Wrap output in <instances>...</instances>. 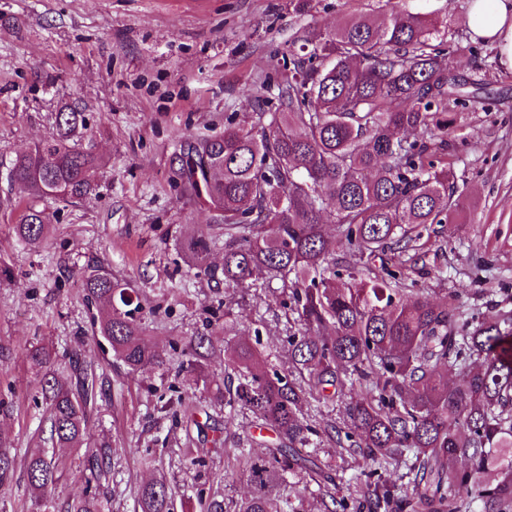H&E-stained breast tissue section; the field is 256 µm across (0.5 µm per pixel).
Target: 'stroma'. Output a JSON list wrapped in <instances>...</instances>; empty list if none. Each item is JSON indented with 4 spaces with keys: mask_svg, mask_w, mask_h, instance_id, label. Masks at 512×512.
I'll return each mask as SVG.
<instances>
[{
    "mask_svg": "<svg viewBox=\"0 0 512 512\" xmlns=\"http://www.w3.org/2000/svg\"><path fill=\"white\" fill-rule=\"evenodd\" d=\"M469 4L399 0L435 19L448 45L463 46L447 64L485 104L448 105V164L463 202L456 223L427 229L417 249L390 246L372 264L400 272L429 301L452 303L462 336L490 306L512 310V70L493 45L473 38ZM390 9L389 0H0V266L10 271L0 277V446L19 455L50 448L59 465L40 499L17 473L0 490V512H64L87 491L102 512H141L137 491L155 480L175 489L174 512L244 498L239 449L262 456L278 440L247 415L226 420L216 401L214 384L231 368L224 350L235 343L224 326L260 330L259 352L283 368L289 316L279 281L260 275L228 288L223 276L188 269L179 246L209 214L180 195L170 160L182 137L222 133L225 113L255 125L277 93L270 78L287 72L289 47L310 32ZM73 99L89 107L104 165L91 199L44 203L49 231L31 250L15 234L30 196L11 182L9 162L50 136L56 112ZM93 264L141 298L158 363L129 370L94 337L98 308L81 288ZM217 308L226 319L214 317ZM197 336L210 341L201 379L179 367ZM34 346L55 358L59 380H68L75 356L108 388L80 447L51 446L41 375L26 358ZM103 443L112 447L109 475L84 480L87 455ZM306 453L352 504L362 473L377 467L326 442ZM280 498L290 512H324L321 491L301 470L288 473Z\"/></svg>",
    "mask_w": 512,
    "mask_h": 512,
    "instance_id": "stroma-1",
    "label": "stroma"
}]
</instances>
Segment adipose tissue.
<instances>
[{"label":"adipose tissue","instance_id":"obj_1","mask_svg":"<svg viewBox=\"0 0 512 512\" xmlns=\"http://www.w3.org/2000/svg\"><path fill=\"white\" fill-rule=\"evenodd\" d=\"M468 25L475 38L495 45L512 69V0H470Z\"/></svg>","mask_w":512,"mask_h":512}]
</instances>
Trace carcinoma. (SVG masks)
Wrapping results in <instances>:
<instances>
[{
  "mask_svg": "<svg viewBox=\"0 0 512 512\" xmlns=\"http://www.w3.org/2000/svg\"><path fill=\"white\" fill-rule=\"evenodd\" d=\"M437 23L395 6L381 21L348 22L291 54L278 83V106L257 128L226 118L224 132L181 140L172 166L183 195L204 203L210 224L185 242L189 266L210 275V244L223 239L224 287L257 274L282 282L285 308L295 315L286 334L288 368L268 365L246 342L233 347L232 388L216 386L228 408L278 436L268 457H244L250 494L233 512H286L277 493L285 475L315 461L297 452L312 437L368 459L412 453L408 481L390 486L366 475L367 512H512V311L491 307L468 336H458L454 307L431 303L396 274L374 272L372 259L390 243L421 239L420 227L449 224L462 207L448 169V100L478 103L452 73ZM87 112L64 104L51 136L11 162L13 181L40 198L74 202L95 191L101 165L87 135ZM345 245L338 258L322 232L323 217ZM43 211L30 205L16 225L35 250L46 238ZM88 301L102 304L96 332L116 357L136 370L158 361L142 338V310L112 272L96 264L82 275ZM27 359L43 372L49 439L81 444L89 413L102 393L92 368L58 381L51 356ZM459 383L448 386L445 369ZM366 396L344 402L346 421L316 426L309 399L330 401L346 381ZM333 393H327L328 388ZM111 450L88 456L90 477L107 474ZM16 459L0 448V489L10 485ZM37 494L58 480L45 450L25 465ZM173 489L143 486L141 512H169ZM67 512H101L96 496Z\"/></svg>",
  "mask_w": 512,
  "mask_h": 512,
  "instance_id": "carcinoma-1",
  "label": "carcinoma"
}]
</instances>
